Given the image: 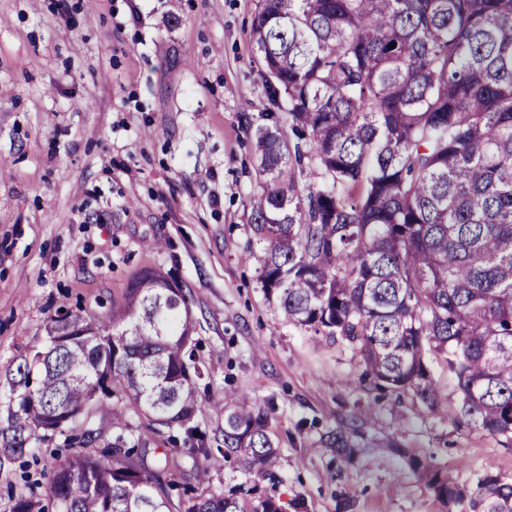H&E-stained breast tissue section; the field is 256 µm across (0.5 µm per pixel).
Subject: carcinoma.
<instances>
[{
    "instance_id": "1",
    "label": "carcinoma",
    "mask_w": 512,
    "mask_h": 512,
    "mask_svg": "<svg viewBox=\"0 0 512 512\" xmlns=\"http://www.w3.org/2000/svg\"><path fill=\"white\" fill-rule=\"evenodd\" d=\"M251 38L270 101L247 128L265 177L247 199L265 296L430 411L442 396L427 356L443 358L463 422L511 445L512 0H258ZM195 329L186 292L154 269L110 316L52 318L7 379L0 448L21 459L61 434L67 452L8 512H245L256 487L216 492L210 469L241 459L274 481L279 446L231 391L220 442L190 426ZM131 413L184 429L200 492L169 498L126 436ZM324 446L357 453L340 428ZM415 469L443 502L467 497L447 472ZM473 507L512 512V483L486 479Z\"/></svg>"
}]
</instances>
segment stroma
Returning <instances> with one entry per match:
<instances>
[{"mask_svg": "<svg viewBox=\"0 0 512 512\" xmlns=\"http://www.w3.org/2000/svg\"><path fill=\"white\" fill-rule=\"evenodd\" d=\"M0 0V381L51 318L121 307L157 269L190 296L205 376L193 426L220 438L213 410L233 389L264 409L279 444L264 495L286 512H472L446 504L413 462L452 474L470 496L512 482V447L462 424L442 359L431 412L363 379L345 342L284 321L249 258L246 200L263 182L246 138L268 86L251 42L257 0ZM140 447L166 458L173 499L193 494L200 457L183 429L132 418ZM348 429L360 452L321 446ZM63 436L28 470L0 454V512L47 485Z\"/></svg>", "mask_w": 512, "mask_h": 512, "instance_id": "stroma-1", "label": "stroma"}]
</instances>
